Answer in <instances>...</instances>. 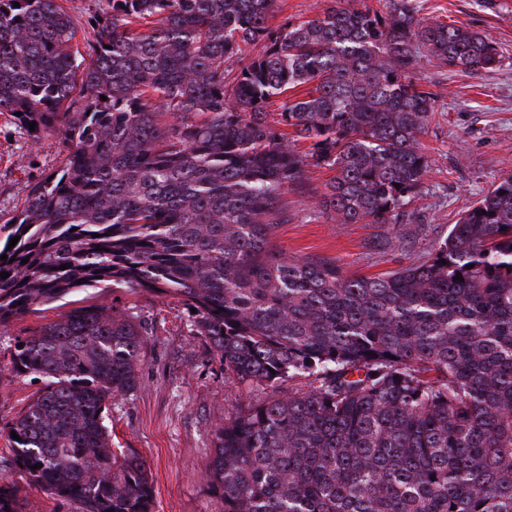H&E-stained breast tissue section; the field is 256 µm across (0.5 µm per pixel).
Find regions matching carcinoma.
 Returning <instances> with one entry per match:
<instances>
[{
  "label": "carcinoma",
  "mask_w": 512,
  "mask_h": 512,
  "mask_svg": "<svg viewBox=\"0 0 512 512\" xmlns=\"http://www.w3.org/2000/svg\"><path fill=\"white\" fill-rule=\"evenodd\" d=\"M73 2L0 0L4 125L65 153L0 215V325L81 288L178 299L248 394L213 430L220 512H512V174L386 274L272 243L312 167L333 172L310 191L330 218L417 223L437 94L415 60L479 75L497 45L422 21L416 0L277 25L275 0H100L86 18ZM147 336L96 304L13 338L8 370L41 387L5 424L19 479L0 512H27L32 490L153 512L146 460L105 424L140 388Z\"/></svg>",
  "instance_id": "carcinoma-1"
}]
</instances>
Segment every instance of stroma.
I'll return each mask as SVG.
<instances>
[{
  "label": "stroma",
  "mask_w": 512,
  "mask_h": 512,
  "mask_svg": "<svg viewBox=\"0 0 512 512\" xmlns=\"http://www.w3.org/2000/svg\"><path fill=\"white\" fill-rule=\"evenodd\" d=\"M424 20L464 25L498 46L494 71L468 75L420 54L417 81L437 93L422 137L431 158L420 191L408 205L413 224H344L330 219L300 189L286 199L290 220L273 243L297 256L326 257L350 272L380 275L427 258L453 224L503 177L512 173V0H420ZM64 155L56 135L26 147L0 127V215L20 209L34 179L57 170ZM77 305L108 303L132 313L151 331L142 351L141 385L112 405V445L139 453L154 485V512H218L205 479L213 429L243 388L224 374L201 337L191 335L183 307L150 292L79 290ZM36 386L0 372V420L12 418Z\"/></svg>",
  "instance_id": "1"
}]
</instances>
